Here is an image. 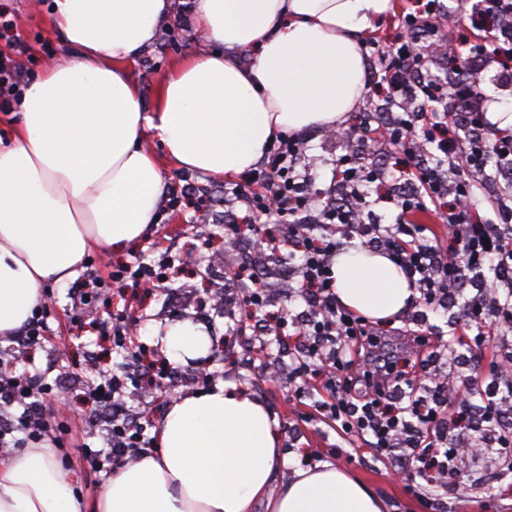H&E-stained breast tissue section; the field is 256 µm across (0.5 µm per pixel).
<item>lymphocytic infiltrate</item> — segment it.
<instances>
[{
    "label": "lymphocytic infiltrate",
    "mask_w": 512,
    "mask_h": 512,
    "mask_svg": "<svg viewBox=\"0 0 512 512\" xmlns=\"http://www.w3.org/2000/svg\"><path fill=\"white\" fill-rule=\"evenodd\" d=\"M470 15L477 31L472 41L447 37L431 10L403 18L409 29L433 33L429 43L368 44L372 66L366 87L382 95L388 110L376 127L363 128L357 141L371 150H401L411 174L393 228L371 223L360 186L383 182L384 173L354 151L337 157L331 193L319 211H312L307 183L295 172L305 140L285 133L270 143L264 167L231 188L245 213L224 226L225 244L250 236L263 252L275 255L286 245L300 255L293 292L307 309L298 318L267 311V284L251 264H239L232 272L234 279L250 281L238 301L245 316L236 320V332L251 329L295 342L287 372H275L274 381L294 383V400H312L328 427L361 436L379 460L397 471H413L436 488L456 483L465 460L485 448L496 451L512 470V427L499 423L512 407L490 389L479 394L460 390L453 374L437 370L430 373L429 396L419 395L414 376L395 369L379 350L366 319L337 302L332 261L344 240L360 239L362 245L383 248L397 262L418 292L419 305L435 310L444 299H463L460 317L476 328L475 346L487 341V321L499 330L512 329V208L491 200L499 214L494 222L484 216L476 197L490 181L512 183V135L495 130L487 120L483 91V73L491 65H498L501 79L512 80V44H501L497 35L500 27L512 28V0H474ZM0 38L11 48L9 54L0 53V109H6L27 86V47L3 14ZM452 60L458 72L438 75V68ZM168 264L164 253L154 264L139 259L113 270L110 280L120 291L159 288L167 281ZM487 269L502 291L481 288L465 297L466 287ZM51 311V301L42 302L11 337L13 361L27 362L45 347ZM124 366L137 377L133 406L116 410L117 389L109 376L89 387L107 427L108 449L89 451L88 456L118 467L135 462L152 446L146 430L155 401L177 388L165 366L144 363L138 352L127 350ZM55 396L46 373L0 376V404L22 409L17 420L0 419V447H7V435L17 429L26 432L31 444L63 447L62 436L54 433L44 413ZM478 418L484 423V446H464L458 433L472 429Z\"/></svg>",
    "instance_id": "1"
}]
</instances>
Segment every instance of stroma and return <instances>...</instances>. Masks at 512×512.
<instances>
[{
	"instance_id": "35a3bbf8",
	"label": "stroma",
	"mask_w": 512,
	"mask_h": 512,
	"mask_svg": "<svg viewBox=\"0 0 512 512\" xmlns=\"http://www.w3.org/2000/svg\"><path fill=\"white\" fill-rule=\"evenodd\" d=\"M2 11L13 18L16 30L28 48L30 80L35 81L42 76L47 62L67 59L65 46L50 28L48 0H43L37 7L32 6L31 0H0ZM198 50L194 33L181 22H173L161 30L155 43L130 67L139 84L144 110L152 109L159 83L172 64ZM306 139L307 146L297 162L296 171L314 180L317 189H327L332 162L336 156L349 151L350 141L344 136L329 140L319 131L307 133ZM164 179L166 185L178 184L189 188L205 201L213 212L210 231L215 241H222L224 224L230 212L242 210L238 204L227 206L223 180L173 167L165 169ZM190 220V212L163 202L159 220L150 234L120 250L100 248L92 251L83 264L79 281L107 276L114 265L132 260L154 242L191 248L203 258L209 246L198 242ZM207 272L208 268L202 262L169 282L167 287L155 291L142 290L136 294L128 291L117 296L111 289H102L99 315L104 318L113 312L127 310L131 318L129 346L149 349L155 359L162 357L163 352L149 337V325L157 323L165 327L188 320L201 326L212 341L207 355L182 365L169 363V371L191 373L206 367L216 372L219 380L246 388L265 403L278 423L282 448L288 456L285 472H292L297 465L308 467L328 461L343 466L366 483L384 502L386 512H432L428 501L412 492L411 476L396 473L385 466L358 437L351 434L339 437L334 432L324 431L322 423L305 419L304 406L290 400L287 386L268 382L261 374L262 362L253 363L243 358L241 339L229 332L223 312L214 309L204 311L199 307L200 295L209 283ZM44 289L55 299V316L49 319L48 324L65 350L61 353L51 347L37 350L34 364L41 370L57 361L65 367L80 365L84 368L81 379L60 378L59 384L68 401L64 407L51 408L48 419L54 424L61 422L67 425L69 434L61 453L66 464L78 473L85 501L92 503L100 495L104 473L110 472L112 466L106 461L92 462L79 449L84 442L95 450L105 446V432L95 424L86 385L95 381L99 374L118 369L122 358L112 351L111 335L99 333L93 326L72 322L68 286L48 283ZM458 317L459 308L455 305L431 311L427 314L426 326L429 332L454 347V359H439V366L451 370L461 382L476 384L486 373L493 350L512 345V332L491 337L485 347L462 346L458 343L462 330ZM465 475L468 479L466 485L449 486L447 495L443 497V512H512V472H501L496 454H487L468 464Z\"/></svg>"
}]
</instances>
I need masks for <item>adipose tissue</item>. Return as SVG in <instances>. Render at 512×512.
Listing matches in <instances>:
<instances>
[{"mask_svg":"<svg viewBox=\"0 0 512 512\" xmlns=\"http://www.w3.org/2000/svg\"><path fill=\"white\" fill-rule=\"evenodd\" d=\"M392 9L393 0H194L191 27L213 49L174 63L148 113L127 64L175 18L174 0H52L51 29L70 57L26 89L13 142L0 145V335L24 325L43 285L75 277L93 249L146 234L163 163L231 177L278 132L339 127L365 86L362 36ZM149 136L165 160L144 147ZM333 276L340 304L374 321L405 312L414 295L403 270L369 248L338 254ZM159 343L179 363L210 348L188 321ZM157 440L112 471L92 505L51 448L0 457V512H385L327 461L279 479L287 458L274 419L230 383L176 398Z\"/></svg>","mask_w":512,"mask_h":512,"instance_id":"1","label":"adipose tissue"}]
</instances>
